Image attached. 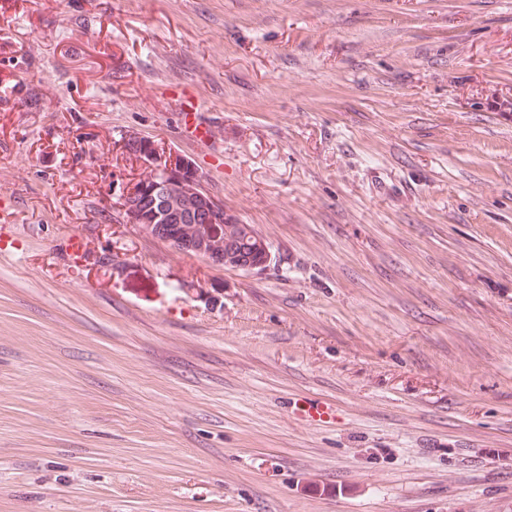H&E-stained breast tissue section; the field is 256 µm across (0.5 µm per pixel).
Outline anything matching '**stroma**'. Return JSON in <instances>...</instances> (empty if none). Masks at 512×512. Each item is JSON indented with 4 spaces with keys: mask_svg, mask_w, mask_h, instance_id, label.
<instances>
[{
    "mask_svg": "<svg viewBox=\"0 0 512 512\" xmlns=\"http://www.w3.org/2000/svg\"><path fill=\"white\" fill-rule=\"evenodd\" d=\"M24 2L0 512H512V0ZM134 137L271 264L125 223Z\"/></svg>",
    "mask_w": 512,
    "mask_h": 512,
    "instance_id": "1",
    "label": "stroma"
}]
</instances>
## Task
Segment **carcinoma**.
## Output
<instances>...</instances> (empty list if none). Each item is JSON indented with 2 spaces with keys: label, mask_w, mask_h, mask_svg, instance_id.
<instances>
[{
  "label": "carcinoma",
  "mask_w": 512,
  "mask_h": 512,
  "mask_svg": "<svg viewBox=\"0 0 512 512\" xmlns=\"http://www.w3.org/2000/svg\"><path fill=\"white\" fill-rule=\"evenodd\" d=\"M129 147L136 157L146 164V172L143 177L134 182V193L124 199L123 206L128 209L139 205L145 209L153 203L149 188L152 178L161 167V158L165 155V150L158 147L151 139L144 137L133 139L129 143ZM197 178V171L189 168L177 176L167 178L169 198L178 205L180 221L176 224H154L148 229V233L184 253L193 254L196 249V241L205 232L204 225L213 222L220 226L221 237L212 241V244L216 245L224 241L238 243V239L234 238L237 229L234 224L228 222V219L234 217V214L219 213L207 195L194 200H189L184 195V186Z\"/></svg>",
  "instance_id": "1"
}]
</instances>
